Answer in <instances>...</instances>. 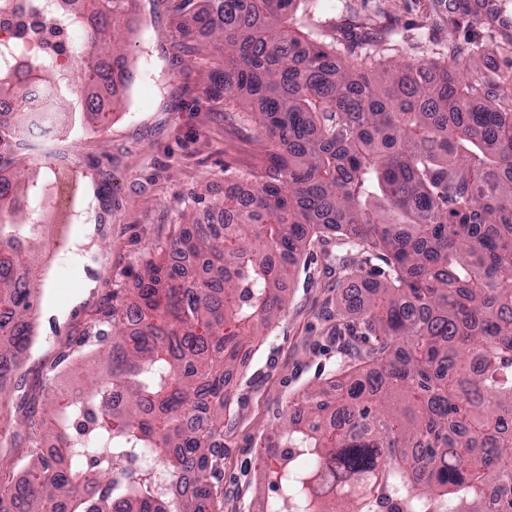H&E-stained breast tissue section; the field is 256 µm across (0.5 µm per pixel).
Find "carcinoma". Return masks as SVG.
Segmentation results:
<instances>
[{
	"label": "carcinoma",
	"instance_id": "cac0c4a2",
	"mask_svg": "<svg viewBox=\"0 0 512 512\" xmlns=\"http://www.w3.org/2000/svg\"><path fill=\"white\" fill-rule=\"evenodd\" d=\"M85 78L106 74L108 20L133 0H78ZM177 0L176 57L209 37L210 92L258 125L276 174L255 176L248 203L227 195L218 224H189L149 259L123 305L105 363L108 378L53 400L36 458L21 484L0 477L19 512H223L221 460L227 386L247 357L243 339L286 303L298 256L312 237H336V264L365 275L345 291L367 348L339 369L343 392L313 389L284 412L270 445V512H512V72L489 88L459 73L480 53L452 50L431 64L353 62L354 51L318 21L312 2ZM27 79L56 87L44 58ZM22 134L33 126L14 75ZM36 185L0 181V212L39 202ZM33 224L0 221V380L30 340L35 270L16 242ZM198 258L201 270L171 264ZM124 391L112 408L108 389ZM92 466L61 469L83 445ZM148 455L183 485L158 498L143 472L120 481L113 463Z\"/></svg>",
	"mask_w": 512,
	"mask_h": 512
}]
</instances>
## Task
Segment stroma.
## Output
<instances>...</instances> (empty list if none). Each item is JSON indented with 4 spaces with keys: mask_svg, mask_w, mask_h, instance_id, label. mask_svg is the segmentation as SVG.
I'll return each mask as SVG.
<instances>
[{
    "mask_svg": "<svg viewBox=\"0 0 512 512\" xmlns=\"http://www.w3.org/2000/svg\"><path fill=\"white\" fill-rule=\"evenodd\" d=\"M337 39L356 54L396 65L439 60L452 49L484 46L483 75L496 80L512 60V0H338L327 14ZM169 0H135L117 20L128 87L109 96L100 121L79 103L93 95L75 65L63 109L76 122L60 151L8 148L0 178L37 184L42 210L73 204L79 215L56 237L37 236L29 254L39 299L29 320L32 343L11 385L0 393V458L26 469V452L53 398L101 378V335L112 330L145 262L182 225L206 221L228 180L269 168L268 144L205 94L210 60L176 59ZM205 196L204 203L191 199ZM325 247L299 258L287 304L271 327L250 337V355L228 389L224 412V512H264L272 503L268 465L258 450L280 413L308 389L331 387L346 359L344 285Z\"/></svg>",
    "mask_w": 512,
    "mask_h": 512,
    "instance_id": "35a3bbf8",
    "label": "stroma"
}]
</instances>
